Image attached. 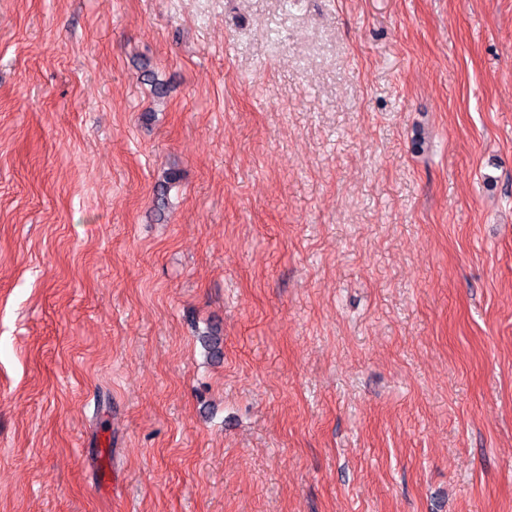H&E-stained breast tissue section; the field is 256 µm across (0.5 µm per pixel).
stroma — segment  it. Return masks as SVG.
<instances>
[{
	"mask_svg": "<svg viewBox=\"0 0 512 512\" xmlns=\"http://www.w3.org/2000/svg\"><path fill=\"white\" fill-rule=\"evenodd\" d=\"M0 512H512V0H0Z\"/></svg>",
	"mask_w": 512,
	"mask_h": 512,
	"instance_id": "1",
	"label": "stroma"
}]
</instances>
